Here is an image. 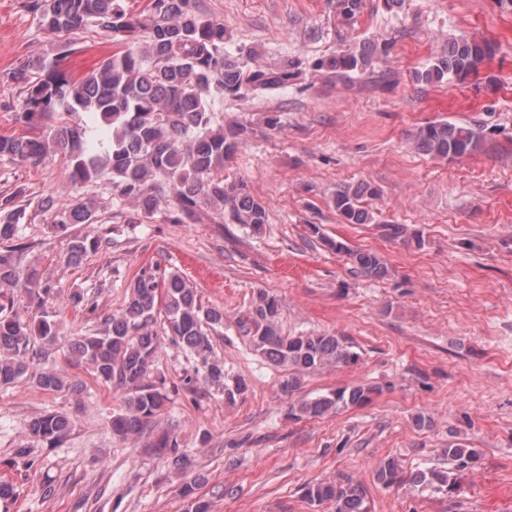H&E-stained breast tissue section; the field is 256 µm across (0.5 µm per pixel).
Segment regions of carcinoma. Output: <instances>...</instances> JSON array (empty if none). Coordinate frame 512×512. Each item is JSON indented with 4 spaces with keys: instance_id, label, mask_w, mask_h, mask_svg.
<instances>
[{
    "instance_id": "1",
    "label": "carcinoma",
    "mask_w": 512,
    "mask_h": 512,
    "mask_svg": "<svg viewBox=\"0 0 512 512\" xmlns=\"http://www.w3.org/2000/svg\"><path fill=\"white\" fill-rule=\"evenodd\" d=\"M33 7L41 29L51 36L79 30L122 33L130 40L145 37L144 45L112 53L79 81L46 68L41 61L10 72L9 78L27 92L23 119L36 133L0 135V159L35 165L59 155L70 185L101 181L111 186L112 201L134 205L141 217L152 216L163 200L172 197L185 218L205 205L228 214L232 223L255 234L264 230L265 206L244 181L224 179V163L239 147L238 132L224 128L215 103L244 90L287 88L294 62L248 63L255 52L227 49L224 23L196 12L192 0H151L144 17L128 14L123 0H33ZM387 53L385 45H364L358 51L321 59L316 67L350 78L370 70L373 61ZM493 53L488 40L461 33L415 79L434 85L475 75ZM409 137L417 151L442 161L469 156L484 143L480 128L446 120L420 125ZM377 194L369 182L343 184L336 187L331 202L344 223L374 224L377 218L362 200ZM36 212L52 216L61 228L93 224L98 203L89 198L62 207L46 196L37 202ZM32 220L28 207L11 197L1 199L0 242L18 238ZM106 245L108 241L101 237L76 236L67 261L77 263ZM334 248L347 253L364 276L380 278L387 272L375 252L352 250L342 242L334 243ZM38 286L36 268L22 266L14 250L0 251V386L26 376L41 390L65 387L63 379L50 370L30 372L40 352L57 341V322L45 316L27 322L13 311V290ZM161 312L172 340L201 362L203 380L224 379V364L211 358L212 333L224 326V310L203 306L180 274L158 264L140 270L119 313L105 318L102 328L68 344L69 354L87 364L96 380L128 388L124 410L111 422L112 434L123 439L142 435L168 401L164 383L149 380L157 349L154 326ZM278 319V301L260 290L239 324L255 351L292 371L282 384L284 391L298 389L300 372L358 361L359 354L343 339L318 332L284 336ZM373 392L374 388L363 385L338 388L301 401L297 411L301 417H317L342 406L364 404ZM69 424L66 414L48 411L26 425V434L57 440ZM149 448L174 455L179 467L186 465L187 456L179 452L177 438L168 432L159 434ZM446 454V471L420 469L406 480L400 464L388 458L377 467L376 478L387 487L408 481L415 486L445 487L453 494L460 488L458 476L475 468L479 453L450 443ZM303 497L312 506L330 501L334 512H364L365 491L351 481L308 484Z\"/></svg>"
}]
</instances>
